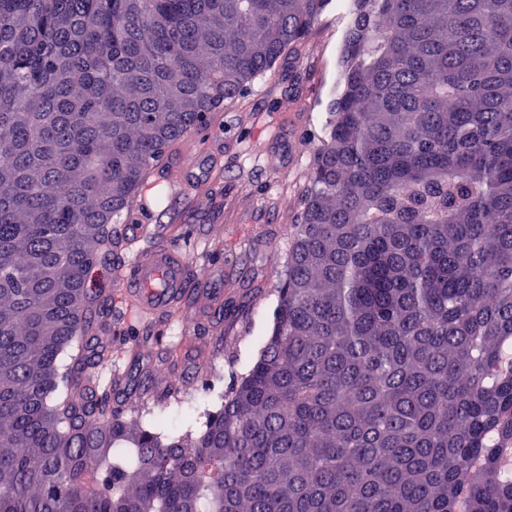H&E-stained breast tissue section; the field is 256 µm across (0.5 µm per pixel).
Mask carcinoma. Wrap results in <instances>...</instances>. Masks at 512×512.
Instances as JSON below:
<instances>
[{
    "label": "carcinoma",
    "instance_id": "cac0c4a2",
    "mask_svg": "<svg viewBox=\"0 0 512 512\" xmlns=\"http://www.w3.org/2000/svg\"><path fill=\"white\" fill-rule=\"evenodd\" d=\"M355 2L271 336L171 438L87 276L329 0H0V512H512V0Z\"/></svg>",
    "mask_w": 512,
    "mask_h": 512
}]
</instances>
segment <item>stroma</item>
Returning <instances> with one entry per match:
<instances>
[{"instance_id": "stroma-1", "label": "stroma", "mask_w": 512, "mask_h": 512, "mask_svg": "<svg viewBox=\"0 0 512 512\" xmlns=\"http://www.w3.org/2000/svg\"><path fill=\"white\" fill-rule=\"evenodd\" d=\"M353 9V0H331L291 59L225 104L221 125L198 132V139L224 145V169L198 207L160 192L148 213L127 212L128 220L150 221L177 239L194 268L218 275L222 301L243 304V312L222 319L214 303L195 297L190 314L140 327L122 315L108 269L96 268V294L114 298L105 337L112 359L135 368L142 383L127 407L142 425L161 420L194 428L259 356L290 245L281 231L300 221L314 153L343 89L341 56Z\"/></svg>"}]
</instances>
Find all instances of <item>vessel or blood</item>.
I'll return each mask as SVG.
<instances>
[{
    "mask_svg": "<svg viewBox=\"0 0 512 512\" xmlns=\"http://www.w3.org/2000/svg\"><path fill=\"white\" fill-rule=\"evenodd\" d=\"M224 166V149L187 137L184 148L173 158L165 181L190 206L198 205ZM132 257L130 274H118L121 298L129 314L151 324L172 318L184 309L189 296H206L209 281L192 279L191 264L179 247L157 238L147 224L131 225L123 234Z\"/></svg>",
    "mask_w": 512,
    "mask_h": 512,
    "instance_id": "vessel-or-blood-1",
    "label": "vessel or blood"
}]
</instances>
